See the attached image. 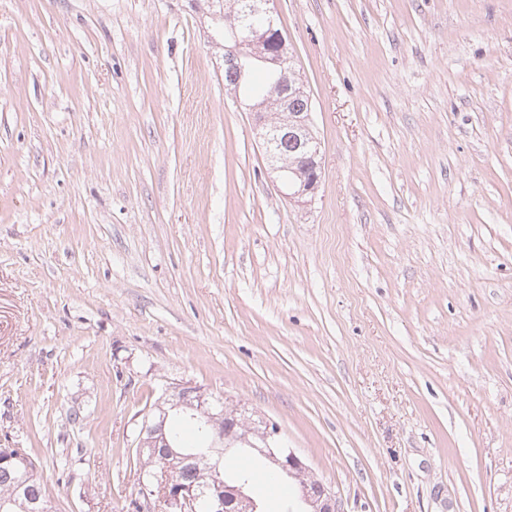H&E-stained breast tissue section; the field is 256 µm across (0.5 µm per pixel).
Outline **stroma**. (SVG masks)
I'll use <instances>...</instances> for the list:
<instances>
[{"instance_id":"obj_1","label":"stroma","mask_w":512,"mask_h":512,"mask_svg":"<svg viewBox=\"0 0 512 512\" xmlns=\"http://www.w3.org/2000/svg\"><path fill=\"white\" fill-rule=\"evenodd\" d=\"M274 7L306 206L203 0H0V448L56 512H135L188 382L342 512H512V0Z\"/></svg>"}]
</instances>
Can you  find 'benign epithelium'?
<instances>
[{
  "instance_id": "benign-epithelium-1",
  "label": "benign epithelium",
  "mask_w": 512,
  "mask_h": 512,
  "mask_svg": "<svg viewBox=\"0 0 512 512\" xmlns=\"http://www.w3.org/2000/svg\"><path fill=\"white\" fill-rule=\"evenodd\" d=\"M274 0H229L230 10L240 6L251 16L263 19L260 25H251L244 34L232 32L224 35V68L241 69L248 57L262 56L267 63L278 68L283 65L288 55V38L278 27L270 11ZM304 94V87L295 81L285 80L273 94V102L283 114L287 115V124L275 128L268 126L266 113L256 107L249 108L258 127V139L263 147H268L269 134L273 130L287 131L288 137L299 142L304 156L310 158L312 170L307 171L288 164L280 158L270 164L277 174L285 195L298 201L313 198L320 184L321 169L320 143L312 131L310 117L289 112L290 99ZM165 403L171 409L179 410L197 419L205 427H212L217 433L209 436L205 447L187 452L176 451V443L167 438L165 422L168 412L161 410L160 415L144 418L138 437V453L149 454L160 461V466L153 470L139 471V484L143 491L156 497L163 512H197L199 500L206 496L210 512H224L225 502L230 500L238 504L239 512H258L259 505L246 492L245 485L230 486L214 480L207 486L209 492L200 487L187 485L179 478L180 468L190 462L204 464V467L216 472L224 460V452L232 449L240 438L234 430L224 425V420L217 419L211 413L210 401L198 388L177 383L166 389ZM247 447L263 456L272 466L299 478L306 472V466L296 453L285 445L280 431L266 423L254 431V440L244 441ZM297 499L301 502L302 512H340L336 495L322 481L311 479L298 486Z\"/></svg>"
}]
</instances>
